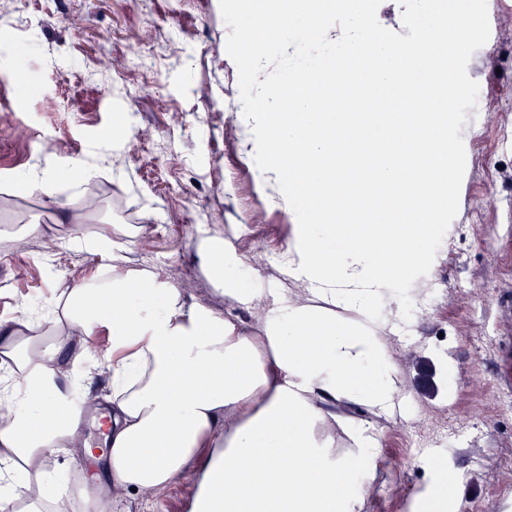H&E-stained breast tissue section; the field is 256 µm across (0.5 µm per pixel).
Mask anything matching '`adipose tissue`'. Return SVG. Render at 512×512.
<instances>
[{
    "label": "adipose tissue",
    "mask_w": 512,
    "mask_h": 512,
    "mask_svg": "<svg viewBox=\"0 0 512 512\" xmlns=\"http://www.w3.org/2000/svg\"><path fill=\"white\" fill-rule=\"evenodd\" d=\"M373 0H235L249 17L254 50L239 98V140L259 183L287 175L281 204L292 221L287 274L308 285V301L253 282L246 256L229 240H199L203 268L225 302L264 305L257 332L205 305L158 271L130 263L116 235L137 229L108 224L86 231L79 212H64L77 248L108 252L110 262L66 288L47 315L0 323V512H67L48 493L50 451L83 452L80 418L69 400L92 371L106 368L111 434L108 473L115 488L153 493L188 467L198 449L211 454L191 512H362L361 479L376 468L369 427L345 424L352 441L339 451L323 425L322 401L393 406L401 379L389 362L374 311L401 304L409 276L431 270L449 238L444 188L466 180L471 134L453 111L469 80L463 30L478 16L467 0H443L434 14L448 41L451 68L434 42L387 31L366 48ZM340 18L358 30L346 36ZM301 32L305 45L349 38L345 56L299 73L292 99L264 112L275 96L258 73L270 31ZM360 74L361 90L402 95L436 85L440 112H335L324 91ZM108 346H96L98 336ZM75 348L69 374L64 348Z\"/></svg>",
    "instance_id": "obj_1"
}]
</instances>
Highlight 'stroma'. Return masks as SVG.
Masks as SVG:
<instances>
[{
	"instance_id": "stroma-1",
	"label": "stroma",
	"mask_w": 512,
	"mask_h": 512,
	"mask_svg": "<svg viewBox=\"0 0 512 512\" xmlns=\"http://www.w3.org/2000/svg\"><path fill=\"white\" fill-rule=\"evenodd\" d=\"M485 21L472 40L467 67L484 87L479 103H458L472 134L471 169L453 198V231L439 264L417 287L410 319L378 312L403 388L392 409L360 402H323L325 432L337 448L351 442L339 418L368 423L378 468L365 476L363 512H421L438 477L448 480L447 512H512V397L503 369L512 358V0H471ZM217 0H0V46L32 33L28 63L0 72V322L23 309L42 311L53 296L108 264L104 253L69 243L64 210L85 212L88 228L138 226L125 239L132 264L165 256L172 283L188 282L189 302L211 306L244 330L264 313L226 303L201 266L200 237L232 241L266 284L306 297L284 273L291 220L270 205L253 179L238 137L234 102L241 64ZM42 87L26 97V85ZM132 133L122 149L103 151L118 113ZM170 138V153L157 141ZM59 171L53 196L20 181L38 164ZM46 226L43 238L18 234ZM455 419V437L442 434ZM93 455L70 465L56 455L78 498L82 473L105 472L108 450L91 415L80 418ZM423 437L426 451L405 450ZM209 455L200 449L168 487L143 495L111 493L112 512H190L197 475Z\"/></svg>"
}]
</instances>
